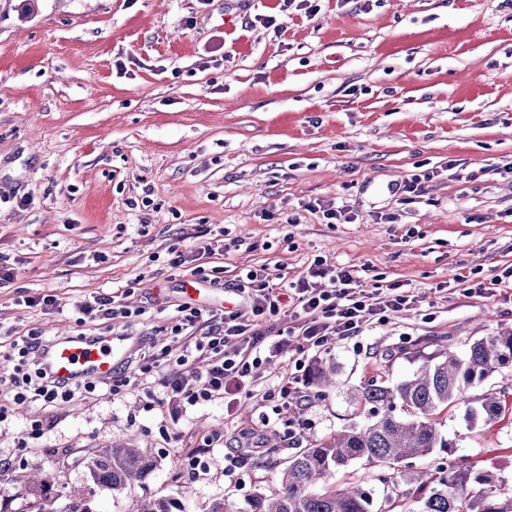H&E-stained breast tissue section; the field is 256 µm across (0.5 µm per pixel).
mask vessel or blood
<instances>
[{"instance_id": "vessel-or-blood-1", "label": "vessel or blood", "mask_w": 512, "mask_h": 512, "mask_svg": "<svg viewBox=\"0 0 512 512\" xmlns=\"http://www.w3.org/2000/svg\"><path fill=\"white\" fill-rule=\"evenodd\" d=\"M134 342V337L109 331L91 336H58L41 360L61 380L108 381L127 358Z\"/></svg>"}]
</instances>
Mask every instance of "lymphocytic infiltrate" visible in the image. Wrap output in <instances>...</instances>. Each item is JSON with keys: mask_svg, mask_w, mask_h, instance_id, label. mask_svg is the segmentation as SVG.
<instances>
[{"mask_svg": "<svg viewBox=\"0 0 512 512\" xmlns=\"http://www.w3.org/2000/svg\"><path fill=\"white\" fill-rule=\"evenodd\" d=\"M224 250L222 238L205 235L192 251L169 248L168 263L189 269L191 275L204 280L208 274L202 259L223 255ZM326 279L331 282L327 288L322 285ZM231 288L241 297V308L214 310L186 302L178 305L166 327L171 343L161 345L142 336L140 351L133 358L139 376L123 372L113 376L112 393L138 389L147 406H154L150 379L164 369L173 399L190 406L220 400L230 411L242 400L255 398L282 408L298 407L306 399L297 377L306 367L303 352L330 349L336 340L386 323L389 313L410 308L415 302L409 291L394 286L368 287L353 267L333 266L321 255L288 286H279L273 274L262 269L240 275ZM74 310L81 327L107 319L128 328L145 313L144 308H130L120 296L102 294L77 302ZM49 342V337L35 328L12 340L8 358L14 371L7 391L14 402L54 408L95 391L96 382L60 381L47 372L40 354ZM292 344L300 352L294 361L295 375L275 388L259 390L255 370L277 362Z\"/></svg>", "mask_w": 512, "mask_h": 512, "instance_id": "lymphocytic-infiltrate-1", "label": "lymphocytic infiltrate"}]
</instances>
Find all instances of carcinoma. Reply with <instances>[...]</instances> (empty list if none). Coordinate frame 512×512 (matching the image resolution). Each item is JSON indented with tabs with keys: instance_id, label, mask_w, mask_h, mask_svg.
Returning a JSON list of instances; mask_svg holds the SVG:
<instances>
[{
	"instance_id": "cac0c4a2",
	"label": "carcinoma",
	"mask_w": 512,
	"mask_h": 512,
	"mask_svg": "<svg viewBox=\"0 0 512 512\" xmlns=\"http://www.w3.org/2000/svg\"><path fill=\"white\" fill-rule=\"evenodd\" d=\"M421 364L412 375L388 383L373 375L358 394L366 420L336 431L326 441L311 439L275 472L269 490L255 492L247 508L229 497L213 501L209 512H512V485L486 470L477 477L442 458L429 468L412 460L452 448L441 432L440 410L464 408L467 430L490 425L509 408L507 390L474 392L504 368H512V328L482 336L462 351L442 347L415 352ZM315 384L326 391L337 385L336 365L319 363ZM81 462L98 485L122 491L143 483L158 466L138 441L128 438L95 447ZM360 462L373 476H357L339 489H322L336 471ZM19 485L29 512H55L39 471L24 472ZM65 512H98L84 493L70 495ZM133 512H187L177 498L142 499Z\"/></svg>"
}]
</instances>
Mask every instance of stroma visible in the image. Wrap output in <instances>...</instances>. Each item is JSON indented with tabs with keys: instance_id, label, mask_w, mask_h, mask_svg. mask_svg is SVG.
I'll use <instances>...</instances> for the list:
<instances>
[{
	"instance_id": "1",
	"label": "stroma",
	"mask_w": 512,
	"mask_h": 512,
	"mask_svg": "<svg viewBox=\"0 0 512 512\" xmlns=\"http://www.w3.org/2000/svg\"><path fill=\"white\" fill-rule=\"evenodd\" d=\"M281 0H0V255L23 261L0 288V346L41 329L79 335L74 303L127 292L147 312L134 333L165 342L168 314L184 303L186 271L168 264L204 230L240 239L221 283L203 282L200 304H224L242 269L285 276L321 255L418 298L385 325L311 350L308 366L333 360L337 388L299 409L273 413L253 401L225 415L220 401L182 408L165 388L147 408L140 391L108 385L53 411L10 404L0 423V504L27 512L15 476L31 463L59 503L93 490L97 512H133L147 497H175L189 512L214 499L247 503L272 474L249 462L224 474L239 434L285 435L304 423L320 439L354 422L355 396L376 374L375 352L394 358L398 381L419 364L415 350L463 349L467 339L512 326V290L469 297L454 276L488 278L512 265V0H316V13ZM273 15L264 27L257 15ZM466 176L449 171V160ZM434 172L414 203L401 204L412 175ZM27 198L17 206V198ZM331 201L355 217L328 224L305 210ZM395 213L397 223H383ZM54 294L46 312L19 297ZM458 469L496 468L512 483V413L467 431L462 412L443 415ZM209 469L176 479L205 435ZM137 438L159 465L146 483L96 488L63 453Z\"/></svg>"
}]
</instances>
